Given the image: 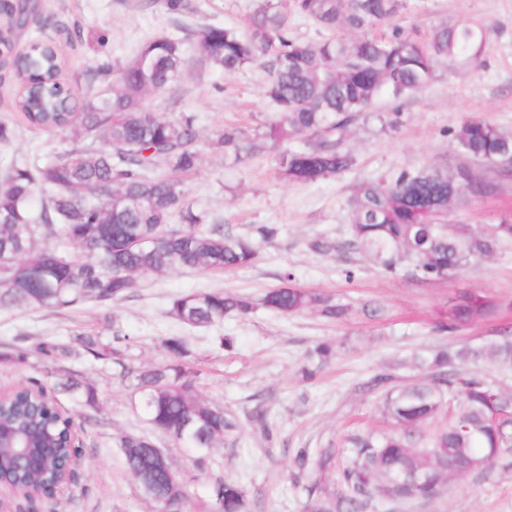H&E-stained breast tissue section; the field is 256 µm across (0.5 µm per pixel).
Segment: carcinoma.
Wrapping results in <instances>:
<instances>
[{"label": "carcinoma", "instance_id": "1", "mask_svg": "<svg viewBox=\"0 0 512 512\" xmlns=\"http://www.w3.org/2000/svg\"><path fill=\"white\" fill-rule=\"evenodd\" d=\"M407 0H256L244 26L199 24L191 29L201 58L231 74L251 64L267 71L263 95L273 108L258 138L236 126L205 137L189 113L167 116L145 105L151 93L170 89L187 63L183 42L156 35L129 61L102 63L95 70L105 84L76 101L63 80L57 50L39 46L13 63L25 86L16 105L39 129L71 132L85 144L44 163H15L0 175V310H60L86 302L109 303L135 288V276L177 270H234L254 264L259 242L205 224L186 202L184 177L194 173L207 151H221L234 163L259 144L279 152L280 175L312 183L349 170L344 148L349 129L381 99L416 97L445 60L477 64L485 41L482 27L445 22L426 35L405 31L394 19ZM315 26L322 37L306 43L293 19ZM470 161L493 157L500 173L512 174V137L481 119L466 121L456 136ZM301 145L289 148L288 144ZM498 183L474 180L463 163L453 167H402L361 183L353 200L352 237L342 243L318 238L312 250H350L370 256L392 276L428 283L456 277L472 260L491 255L512 224L479 233L467 224L448 223L456 203L495 193ZM180 223H173L174 218ZM77 247L87 259L75 257ZM262 304L282 315L315 312L341 321L349 309L312 290L275 288ZM253 299L222 291L174 297L168 313L191 328H209L232 315H246ZM502 304L480 292L463 290L438 312L435 328L455 335L497 316ZM128 340L115 331L112 345L84 333L74 341L93 358ZM162 362L143 370L124 369L138 404L158 434L193 453L197 470L210 461L211 448L237 429L224 407L198 395L197 358L183 336L159 342ZM69 346L39 342L0 353V363H23L32 352L50 357ZM332 356L319 344L300 369L311 380ZM512 364V329L502 328L479 344L441 347L428 373L414 383L378 374L372 387L385 390L383 409L397 432L351 440L354 456L341 472L344 491L330 495L313 485L304 512H367L373 497L388 500L439 497L445 485L475 471L509 465L512 454V391L462 371L467 365ZM36 378L0 407V426L24 430L53 456H65L64 421L34 408ZM448 410V424L431 437V447L415 448L421 427ZM116 447L139 489L148 487L155 512H251L248 492L217 478L199 500L194 477L176 476L160 461L153 437L123 434ZM332 452L297 450L296 463L322 473ZM10 472L21 489L45 487L56 474H25L15 467L12 445L0 449V472Z\"/></svg>", "mask_w": 512, "mask_h": 512}]
</instances>
